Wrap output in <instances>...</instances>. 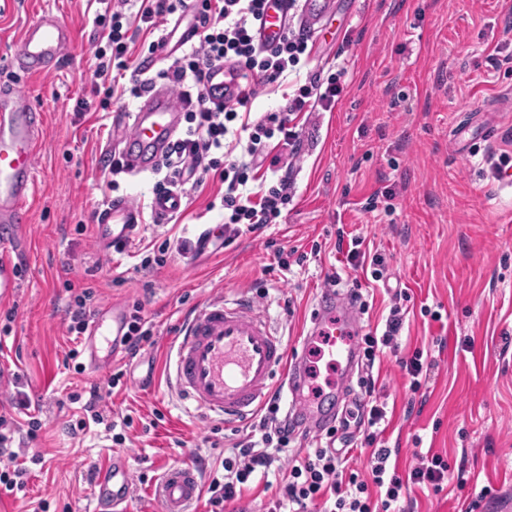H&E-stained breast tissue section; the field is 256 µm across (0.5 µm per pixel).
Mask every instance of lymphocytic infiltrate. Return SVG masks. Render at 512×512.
Listing matches in <instances>:
<instances>
[{
	"label": "lymphocytic infiltrate",
	"mask_w": 512,
	"mask_h": 512,
	"mask_svg": "<svg viewBox=\"0 0 512 512\" xmlns=\"http://www.w3.org/2000/svg\"><path fill=\"white\" fill-rule=\"evenodd\" d=\"M270 6V0H141L136 13L123 6H106L93 24L99 30L96 46L95 79L107 86L108 93L139 98L147 81L140 69H129L130 46L139 31L158 30L167 17H191L200 32L196 45L183 50L157 76L165 80L184 103L187 127L180 142L155 167L157 188L183 181L185 176L217 175L224 186V240L232 242L242 232L259 233L280 217L291 200L286 172L300 155L303 142V113L330 110L343 87L336 76L327 81L312 79L297 85L285 107L252 117L248 107L252 90L240 87L235 100L217 107L205 94L209 69L219 63L230 64L241 79L258 77L274 83L296 70L307 56L308 35L295 28L276 44L257 42L255 29ZM130 71L128 84H120L118 72ZM268 170L270 180L260 178ZM405 313L393 305L385 320L383 334L368 331L361 338L366 377L360 384L373 393L372 370L383 350H397ZM16 391L9 408L0 411V495L24 491L28 469L18 463L14 449L17 435L35 440L42 428L39 418L28 421L27 431H19L14 411L30 410L31 401L23 390L19 373L11 375ZM386 417L383 406L357 402L347 411L339 427L328 428L315 439L301 459L288 463L279 489L266 505V512H308L321 506L322 512H401L400 501L414 486L441 492L448 477V464L441 455L422 453L418 464L407 475L390 471V449L378 446L379 426ZM363 436L369 447L365 471L350 465L347 451L351 431ZM291 419L282 416L277 399H270L264 414L256 416L249 432L232 444L230 456L207 475L208 503L211 512H237V505L249 491L256 476H268L275 463L283 461L294 438ZM344 450H336V441Z\"/></svg>",
	"instance_id": "f902f5d3"
}]
</instances>
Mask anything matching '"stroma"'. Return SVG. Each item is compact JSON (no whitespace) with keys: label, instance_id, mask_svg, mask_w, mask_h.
Listing matches in <instances>:
<instances>
[{"label":"stroma","instance_id":"1","mask_svg":"<svg viewBox=\"0 0 512 512\" xmlns=\"http://www.w3.org/2000/svg\"><path fill=\"white\" fill-rule=\"evenodd\" d=\"M511 7L512 0H355L351 16H332L298 75L254 85L251 111L259 116L283 107L295 83L346 71L332 111L307 119L292 199L276 224L199 256L173 254L148 272L139 268L147 243L193 240L222 223L223 185L210 177L185 184L169 223L143 221L123 253L102 251L95 225L104 194L139 205L150 202L155 182L127 172L115 178L119 190L106 187L114 177L102 148L113 139L112 116L133 112L136 102L91 92L93 19L103 6L0 0V80L20 86L44 118L12 323L0 305V327L11 328L0 368L24 375L43 428L19 449L30 470L25 494L0 498V512H94L92 476L116 449L104 426L73 433L77 407L68 396L106 385L117 368L127 385L109 398L110 418L134 411L144 419L118 449L134 477L130 512H158L155 480L166 466L214 463L246 428L202 415L167 383L164 363L181 317L209 298L245 293L289 349L299 348L327 278L337 277L344 292L356 276L336 249L341 231L363 237L386 261L384 286L362 289V331L383 324L395 291L409 296L399 348L382 358L375 386L377 402L392 411L384 443L402 472L418 447L448 462L444 490L414 489L405 512H464L483 488L475 512H512V185L495 175L502 156L512 157ZM44 14L70 24L74 40L60 65L29 76L14 65L20 32ZM496 52L504 62H492ZM387 187L395 192L391 212L367 211L371 194ZM316 243L322 252L314 258ZM281 248L309 258L280 267ZM84 288L101 309L141 303L153 345L89 368L87 341L69 334L65 312L71 292ZM72 348L82 352L84 373L65 365ZM417 349L439 369L415 392L401 362Z\"/></svg>","mask_w":512,"mask_h":512}]
</instances>
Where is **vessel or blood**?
<instances>
[{
	"label": "vessel or blood",
	"mask_w": 512,
	"mask_h": 512,
	"mask_svg": "<svg viewBox=\"0 0 512 512\" xmlns=\"http://www.w3.org/2000/svg\"><path fill=\"white\" fill-rule=\"evenodd\" d=\"M331 0H276L256 28L260 42L275 41L290 21L309 33L320 30L328 15L336 13ZM73 42V31L56 17L45 15L22 33L15 65L30 74H41L61 61ZM239 77L227 66H213L205 82L207 97L221 105L235 97ZM183 106L168 87L151 83L131 117L117 114L113 124L131 120L132 131L123 135L117 152L128 172L154 169L181 133ZM43 124L27 95L15 84L0 83V303L13 301L20 288L14 260L17 243L28 222L24 205L36 189L34 156ZM182 195L175 190L154 194L151 211L158 223H168L179 213ZM142 222L139 208L113 200L96 226V239L104 251L126 241ZM314 326L303 336L300 356H291L282 337L268 319L256 312L246 296L227 301L214 297L185 315L173 345L172 387L185 401L206 415L236 420L258 410L277 388L287 389L299 422L322 432L336 420V406L351 396L350 379L359 358L354 337L359 310L347 295L326 285L316 298ZM123 314L113 308L111 317L96 315L91 336L111 337L118 350ZM337 368L340 377L327 393L310 399L305 388L317 358ZM132 474L127 461L112 456L98 470L92 497L97 512H127ZM203 494L197 469L188 463L172 464L162 472L156 487L159 512H192Z\"/></svg>",
	"instance_id": "b4317fda"
}]
</instances>
